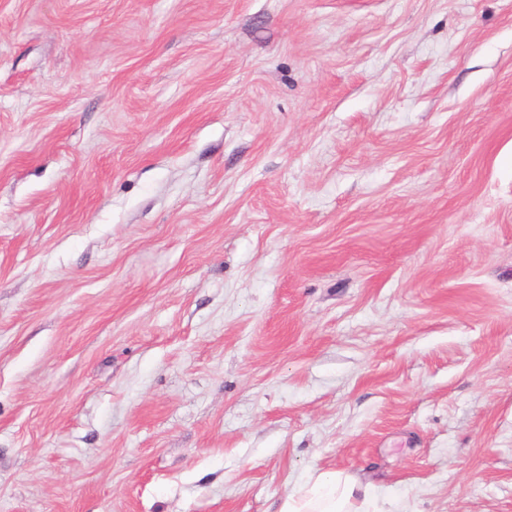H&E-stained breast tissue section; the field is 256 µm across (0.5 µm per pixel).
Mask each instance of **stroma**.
<instances>
[{"label": "stroma", "mask_w": 512, "mask_h": 512, "mask_svg": "<svg viewBox=\"0 0 512 512\" xmlns=\"http://www.w3.org/2000/svg\"><path fill=\"white\" fill-rule=\"evenodd\" d=\"M512 512V0H0V512ZM368 485L347 470H314L283 499L278 512L370 511Z\"/></svg>", "instance_id": "stroma-1"}]
</instances>
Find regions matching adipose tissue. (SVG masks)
I'll list each match as a JSON object with an SVG mask.
<instances>
[{"mask_svg":"<svg viewBox=\"0 0 512 512\" xmlns=\"http://www.w3.org/2000/svg\"><path fill=\"white\" fill-rule=\"evenodd\" d=\"M368 485L347 470H315L283 499L279 512H370Z\"/></svg>","mask_w":512,"mask_h":512,"instance_id":"adipose-tissue-1","label":"adipose tissue"}]
</instances>
